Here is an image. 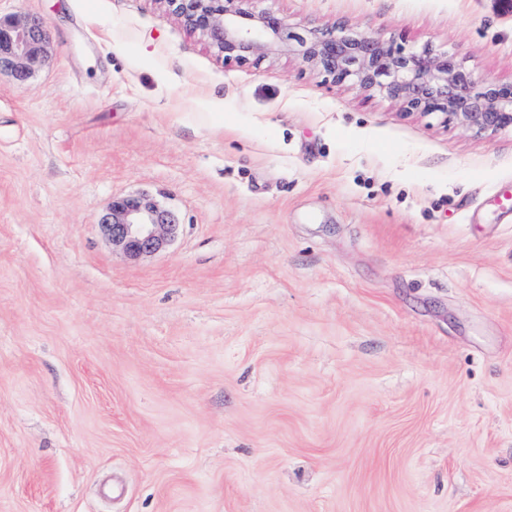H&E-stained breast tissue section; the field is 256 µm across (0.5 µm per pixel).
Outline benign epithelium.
I'll list each match as a JSON object with an SVG mask.
<instances>
[{
    "mask_svg": "<svg viewBox=\"0 0 512 512\" xmlns=\"http://www.w3.org/2000/svg\"><path fill=\"white\" fill-rule=\"evenodd\" d=\"M185 27L201 35L224 64L260 65L288 52L335 85L350 83L387 97L406 114L431 115L477 137L512 130V82L489 77L465 59L430 46L407 51L392 38L357 31L345 21L292 26L255 8L257 0H156ZM49 32L38 19L0 18V68L24 81L45 52ZM100 226L131 258L164 250L180 224L168 208L143 195L112 200Z\"/></svg>",
    "mask_w": 512,
    "mask_h": 512,
    "instance_id": "benign-epithelium-1",
    "label": "benign epithelium"
}]
</instances>
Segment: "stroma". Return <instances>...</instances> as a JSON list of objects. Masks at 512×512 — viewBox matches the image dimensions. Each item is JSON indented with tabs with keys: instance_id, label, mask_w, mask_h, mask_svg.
Segmentation results:
<instances>
[{
	"instance_id": "obj_1",
	"label": "stroma",
	"mask_w": 512,
	"mask_h": 512,
	"mask_svg": "<svg viewBox=\"0 0 512 512\" xmlns=\"http://www.w3.org/2000/svg\"><path fill=\"white\" fill-rule=\"evenodd\" d=\"M256 7L512 81V0ZM0 16L50 32L0 70V512H512V131L224 65L155 0ZM138 193L181 228L131 260ZM99 225L112 245L131 258H139L169 246L181 224L165 206L143 195H126L112 200Z\"/></svg>"
}]
</instances>
